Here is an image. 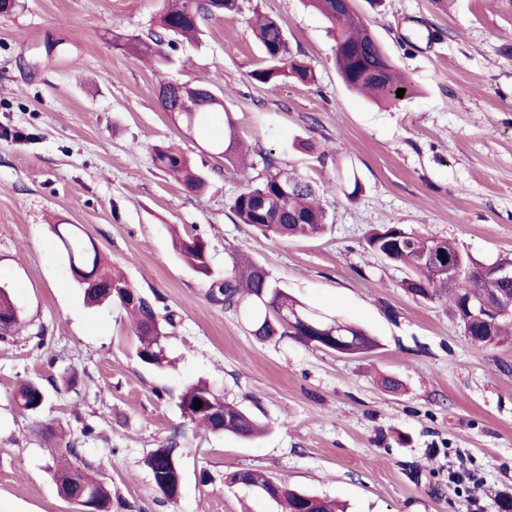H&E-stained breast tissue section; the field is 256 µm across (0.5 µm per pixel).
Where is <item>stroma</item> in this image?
<instances>
[{
  "mask_svg": "<svg viewBox=\"0 0 512 512\" xmlns=\"http://www.w3.org/2000/svg\"><path fill=\"white\" fill-rule=\"evenodd\" d=\"M161 3L21 0L0 15V281L25 321L0 340V512H77L53 480L63 449L44 429L57 424L111 487L112 512H280L228 484L237 470L347 512H499L512 496V344L474 348L451 307L408 293L405 270L366 237L398 224L483 260L512 256V0H352L413 84L396 105L345 87L326 20L301 0H241V18L203 21L198 42L167 38L163 65L131 50L157 31ZM256 13L279 21L315 83L255 80L264 54L245 20ZM165 82L207 85L224 110L185 130L160 105ZM228 115L245 161L211 150ZM168 144L204 170V192L153 165V146ZM267 153L314 186L323 235L266 238L238 222L232 201L264 175ZM345 167L361 186L352 199L337 178ZM56 224L82 227L106 263L175 312L173 366L141 364L123 312L84 302ZM191 230L214 272L244 253L377 348L255 340L179 260L172 237ZM200 379L267 433L245 441L184 419L178 397ZM27 380L47 391L35 416L14 401ZM176 428L182 481L168 501L145 460Z\"/></svg>",
  "mask_w": 512,
  "mask_h": 512,
  "instance_id": "1",
  "label": "stroma"
}]
</instances>
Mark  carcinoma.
Here are the masks:
<instances>
[{
    "mask_svg": "<svg viewBox=\"0 0 512 512\" xmlns=\"http://www.w3.org/2000/svg\"><path fill=\"white\" fill-rule=\"evenodd\" d=\"M166 5L158 24L162 33L171 36H193L204 19L233 20L241 12L239 0H165ZM318 10L329 24L335 42L336 64L343 83L351 90L372 92L387 103L400 101L397 90L410 93V80L400 73L383 45L372 33L364 17L344 5L343 0H305ZM253 35L260 43L266 66L255 73V79L275 89L290 80L311 84L315 74L306 61L288 50L287 39L280 23L271 17L259 16L252 25ZM192 107L179 113L186 129H195L221 106L204 86L185 93ZM241 144L238 127L231 116L224 121V140L213 144L218 156L233 154ZM154 165L176 177L190 191L199 192L205 186L202 172L181 151L171 146L152 148ZM267 174L248 183L234 198L232 209L238 221L250 225L265 235L277 238H313L327 224L326 212L317 202L316 190L308 182L274 168L272 155L264 157ZM62 254L83 291L86 301L93 305L110 302L124 309L134 319L132 352L147 366L161 368L168 363L166 340L175 318L168 307L160 306V297L143 294L122 274L109 270L91 237L83 236L76 224L55 228ZM370 250L388 256V261L403 267L407 277L402 281L405 290L424 300L448 301L456 315L465 313L470 298L489 299L496 306L500 294L512 299V279L492 283L481 272V260L464 254L445 241L420 237L404 229L389 234L372 231L366 239ZM176 251L181 262L191 270L209 278L208 300L234 315L248 334L258 341L277 336H292L318 349L334 350L336 339L347 338L349 355L373 350L376 343L357 326L312 309L290 297L278 282L260 265L232 255L224 273L215 274L210 267L207 240L187 234L176 239ZM450 261L458 275L450 280L438 271L434 259ZM22 326L21 314L12 298L10 287L0 282V339L15 335ZM465 336L475 348L487 349L512 340V307L498 312V320L487 330L473 321L466 324ZM46 395L35 382L21 383L16 390L18 405L31 413L40 412L39 404ZM201 408L194 406L195 400ZM178 406L184 418L203 425L213 434H231L253 439L261 426L238 405L224 400L210 383L198 381L188 385L179 396ZM181 431L175 429L147 457L154 485L164 499L177 498L181 480ZM87 464L80 457L76 444L65 443L64 460L54 471L58 494L76 502L92 496L112 507V489L103 481L91 477ZM230 484L241 482L255 488L284 509V512H336L331 501L314 494L288 488L283 482L252 470L227 474Z\"/></svg>",
    "mask_w": 512,
    "mask_h": 512,
    "instance_id": "cac0c4a2",
    "label": "carcinoma"
}]
</instances>
